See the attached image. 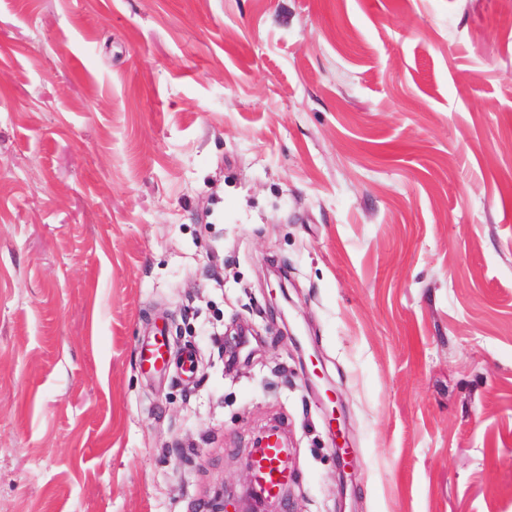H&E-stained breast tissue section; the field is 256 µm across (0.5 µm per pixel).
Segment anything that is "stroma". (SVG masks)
Masks as SVG:
<instances>
[{"instance_id":"35a3bbf8","label":"stroma","mask_w":512,"mask_h":512,"mask_svg":"<svg viewBox=\"0 0 512 512\" xmlns=\"http://www.w3.org/2000/svg\"><path fill=\"white\" fill-rule=\"evenodd\" d=\"M272 425L278 512H512V0H0V512H200ZM141 367L148 375H159L170 364V350L163 328L141 339L138 346Z\"/></svg>"}]
</instances>
